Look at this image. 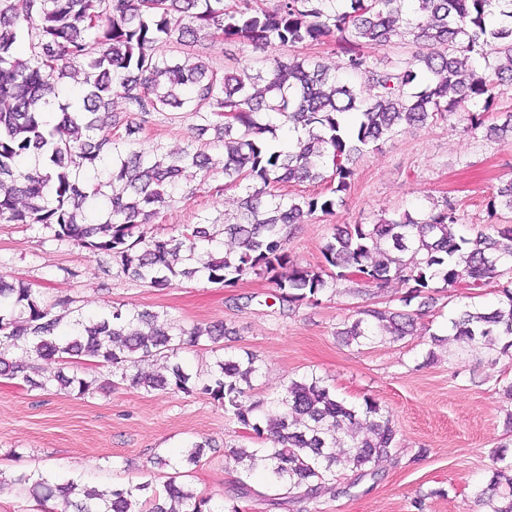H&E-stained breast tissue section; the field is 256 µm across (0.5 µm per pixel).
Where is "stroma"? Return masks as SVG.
<instances>
[{"label":"stroma","mask_w":512,"mask_h":512,"mask_svg":"<svg viewBox=\"0 0 512 512\" xmlns=\"http://www.w3.org/2000/svg\"><path fill=\"white\" fill-rule=\"evenodd\" d=\"M195 51L229 70L240 63L256 67L266 57L290 52L219 38L201 40ZM510 112L512 84H504L484 110L480 128H468L462 113H450L365 151L342 203L332 213H315L291 227L289 254L304 265L323 264L322 249L337 225L372 224L404 211L417 218L432 197L455 201L465 233L487 224H512V210L489 207L501 183L512 178V135H486ZM197 123L189 112L175 119L152 114L143 145L179 150L194 141ZM238 197L237 190L225 187L222 169H215L176 191L147 231L166 236L205 220L223 223L234 216ZM0 277L29 283L46 300H68L86 315L120 304L186 326L226 323L235 331L233 352L263 359L257 386L266 393L313 371L348 402L377 401L397 429L396 460L379 462L376 476L359 481L340 476L341 494L323 498L321 512H416L413 502L420 496L425 512H487L473 492L490 480L489 453L503 446L512 454V431L505 426L512 400L501 391L502 383L512 380V358L500 357L491 366L482 351L462 352L453 343L435 349L429 338L433 332L445 334L460 304L495 305V283L471 289L433 282L411 303L421 313L414 335L358 347L345 345L337 328L371 305L400 308L405 286L394 282L369 296L361 293L360 281L342 279L319 304L285 312L263 276L233 288L197 278L158 290L119 274L106 258L55 240L51 230L6 223H0ZM431 350L437 357L429 364L425 358ZM73 368L109 381V388L81 397L54 385L34 390L22 380L0 378V512H44L11 483L18 472L75 476L101 487L159 484L169 464L182 462L186 448L204 438L212 447L188 466L187 482L219 501L231 495L242 472L225 457L224 447L247 438L223 407L198 395L131 385L114 377L111 367L86 357Z\"/></svg>","instance_id":"obj_1"}]
</instances>
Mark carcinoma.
<instances>
[{
    "instance_id": "cac0c4a2",
    "label": "carcinoma",
    "mask_w": 512,
    "mask_h": 512,
    "mask_svg": "<svg viewBox=\"0 0 512 512\" xmlns=\"http://www.w3.org/2000/svg\"><path fill=\"white\" fill-rule=\"evenodd\" d=\"M0 0V222L49 228L112 259L120 272L150 288L166 289L195 276L235 287L263 274L282 306L318 301L328 280L349 275L377 289L399 281L408 306L430 283L480 288L502 278L512 259V225L466 236L448 197L432 200L422 217L405 212L376 224H344L323 248L325 264L302 265L286 248L285 227L317 211L330 213L350 190L353 164L364 149L407 127H426L465 104L489 105L495 89L512 83V0ZM203 35L259 48L333 41L343 50L342 81L320 61L279 57L262 68L219 71L192 47ZM409 37L422 51L391 67L364 52ZM169 45L167 53L160 46ZM479 66L474 67L470 60ZM83 74L82 96L57 100L58 84ZM139 119L121 121L114 98ZM191 112L200 131L224 143V185L241 191L233 223H199L169 237L147 236L144 226L164 208L182 179L215 168L203 146L164 152L141 146L146 117ZM330 173V195L290 197L280 188L320 182ZM110 188L107 215L88 221L89 195ZM224 234L233 248L218 252ZM490 308L464 306L448 335L472 349L504 356L512 351V278L497 284ZM67 303L49 302L23 282L0 277V376L32 388L52 384L86 396L98 379L58 370L41 374L38 362L90 357L145 390L196 394L224 406L249 430L257 448L226 447L242 472L267 474L271 487L318 505L337 493L341 475L375 474L393 457L397 430L370 399L361 405L336 395L311 371L280 391L255 397L263 360L220 346L234 331L224 323L183 326L149 311L118 305L65 322ZM415 313L365 308L337 331L365 346L414 334ZM208 347L217 353L208 371H194L180 353ZM22 351L29 362L10 358ZM171 361L168 375L146 374L142 362ZM488 486L475 492L488 512H512V457L494 449ZM175 472L157 488L147 480L87 489L75 479L20 472L13 482L61 512H239L251 489L215 501L195 493Z\"/></svg>"
}]
</instances>
